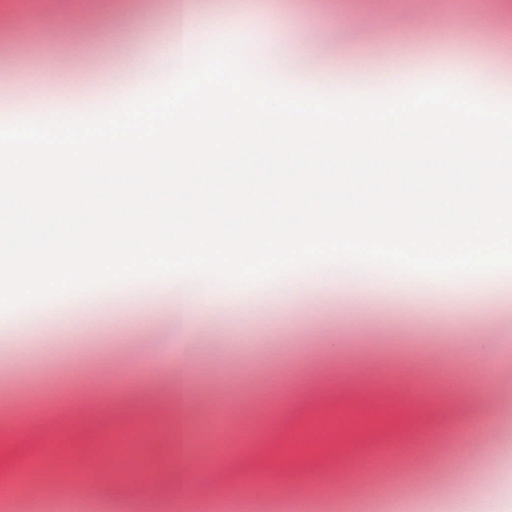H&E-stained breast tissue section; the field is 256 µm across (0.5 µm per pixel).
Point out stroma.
Segmentation results:
<instances>
[{"label": "stroma", "instance_id": "35a3bbf8", "mask_svg": "<svg viewBox=\"0 0 512 512\" xmlns=\"http://www.w3.org/2000/svg\"><path fill=\"white\" fill-rule=\"evenodd\" d=\"M381 13L375 32L347 25L336 0H196L200 21L248 29L254 54L279 47L265 77L314 93L346 83L380 94L384 73L413 83L424 72L512 70V0H441L455 30L432 33L417 0H359ZM179 14L169 0H119L104 22L48 29L28 14L0 45V104L19 93L88 96L108 75L170 52ZM193 340L204 415L187 420L175 375L183 337ZM512 369V272L459 288L380 282L361 293L291 272L233 294L205 293L183 315L170 291L115 285L56 299L52 316L29 305L0 313V470L40 457L45 437L90 416L111 421L98 445L130 442L117 466L83 484L57 479L68 512H188L216 489L270 475L251 512L296 501L317 512H353L331 501L336 485L365 497L367 512H512V500L474 487L486 451L512 482V386L484 374ZM419 402L381 424L376 391ZM219 449L215 478L180 486L181 449ZM317 447L308 457L298 448Z\"/></svg>", "mask_w": 512, "mask_h": 512}]
</instances>
